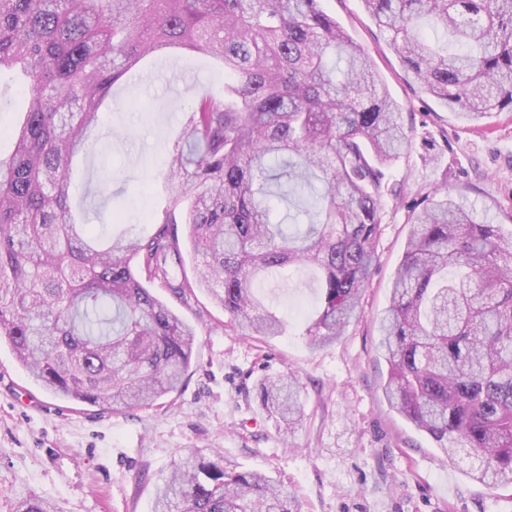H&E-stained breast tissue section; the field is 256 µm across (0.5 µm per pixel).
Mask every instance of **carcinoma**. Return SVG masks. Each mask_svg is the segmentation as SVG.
Listing matches in <instances>:
<instances>
[{"label":"carcinoma","instance_id":"carcinoma-1","mask_svg":"<svg viewBox=\"0 0 512 512\" xmlns=\"http://www.w3.org/2000/svg\"><path fill=\"white\" fill-rule=\"evenodd\" d=\"M364 3L407 76L462 119L512 110V0ZM175 46L220 60L224 93L185 112L154 232L103 241L72 210L74 158L115 84ZM5 72L25 118L0 128L14 143L0 157V339L49 393L123 411L178 388L196 330L153 287L183 304L203 290L232 327L281 336L285 321L257 285L307 269L320 284L311 348L358 316L387 166L408 135L365 50L322 0H0ZM281 181L321 185L296 234L270 219V184ZM410 223L381 318L383 393L448 459L464 451L474 479L512 488V231L477 223L446 187ZM259 401L285 436L304 419L291 375L263 379ZM13 512L57 510L20 498ZM154 512L299 510L271 476L188 448Z\"/></svg>","mask_w":512,"mask_h":512}]
</instances>
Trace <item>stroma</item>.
Here are the masks:
<instances>
[{
	"mask_svg": "<svg viewBox=\"0 0 512 512\" xmlns=\"http://www.w3.org/2000/svg\"><path fill=\"white\" fill-rule=\"evenodd\" d=\"M323 6L369 54L401 107L410 145L388 168L377 261L359 318L321 349L304 335L319 289L307 272L261 285L288 315V333L243 336L205 292L175 312L197 329L186 382L158 405L130 412L47 393L0 343V512L18 497L60 512H152L158 484L184 449L214 448L232 470L271 475L301 512H512L506 490L446 460L425 432L386 400L379 322L411 232L412 208L446 184L489 223L512 227V112L468 122L406 80L387 35L363 0ZM224 89L218 64L173 48L146 58L114 86L105 137L75 162L73 202L91 223L119 234L150 235L164 198L161 175L198 96ZM297 375L306 418L292 437L262 410V379Z\"/></svg>",
	"mask_w": 512,
	"mask_h": 512,
	"instance_id": "1",
	"label": "stroma"
}]
</instances>
